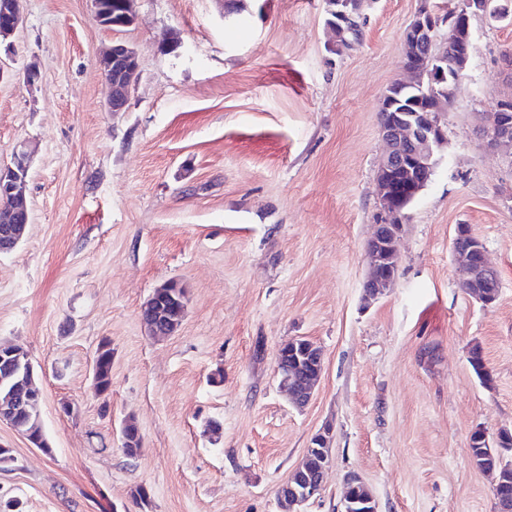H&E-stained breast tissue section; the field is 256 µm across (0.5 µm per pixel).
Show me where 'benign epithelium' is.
Wrapping results in <instances>:
<instances>
[{
	"label": "benign epithelium",
	"mask_w": 512,
	"mask_h": 512,
	"mask_svg": "<svg viewBox=\"0 0 512 512\" xmlns=\"http://www.w3.org/2000/svg\"><path fill=\"white\" fill-rule=\"evenodd\" d=\"M20 0H0V40L13 35L20 24ZM132 0H120L119 10L111 9L109 0H92L93 20L100 26L116 31L134 24ZM483 14L498 20L507 16L505 8L493 0H459L457 7L442 13L432 9L423 0L403 36V55L411 49L420 50L418 57L404 61L403 77L395 85L409 88L421 82L425 75H438L440 81L454 86L465 76L474 52L471 17ZM446 36H440L441 28ZM139 68L138 56L128 44L118 41L100 60L106 97L105 105L111 112H122L128 105L132 78ZM396 100L382 98L379 136L384 154L377 171V186L385 221L377 225L369 242L365 259L368 276L363 283L364 292L373 297L390 286L395 279L394 267L398 264L397 239L402 227L401 196L405 191L418 192L433 173L435 156L446 141L445 130L438 114L447 111L448 105L437 96L421 112L393 111ZM482 137L490 149L512 147V99L505 97L496 102L492 118L481 127ZM29 170L27 152L13 154L10 165L0 167V196L7 205L0 208V242L17 243L29 224L30 213L25 203L26 179ZM453 261L467 274L463 286L472 285L473 297L485 306L491 305L498 295L496 270L489 265L485 248L473 235L469 226H457L452 245ZM296 354V340H288V349H279L276 356V373L281 387L291 403L303 407L312 399L323 368L320 350L312 354L308 372L301 367ZM12 382L10 395L0 405V422L16 426L20 417L37 410L41 392L36 389L33 365L30 358H22L19 347L0 345V385ZM311 450L320 454L321 464L307 475L301 487L292 488L295 512L314 496L323 484L324 475L331 466L329 441L319 433ZM494 492L499 512H512V491L508 483L495 481Z\"/></svg>",
	"instance_id": "obj_1"
}]
</instances>
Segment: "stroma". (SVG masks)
<instances>
[{"mask_svg": "<svg viewBox=\"0 0 512 512\" xmlns=\"http://www.w3.org/2000/svg\"><path fill=\"white\" fill-rule=\"evenodd\" d=\"M419 6L362 0V40L337 55L326 0H242L233 14L225 0H134L137 20L119 32L93 21L90 0H21L0 56V165L30 153L31 222L0 253V343L30 356L52 452L0 423L15 457L1 501L281 512L280 485L326 428L332 467L303 512H341L349 474L378 512H497L470 437L512 431V158L479 126L512 94V15L472 18L475 52L439 115L447 141L402 224L395 282L370 300L362 288L382 220L380 102ZM117 41L137 51L139 74L127 110L110 112L99 58ZM460 224L498 272L491 306L461 286ZM170 281L185 314L153 337L141 309ZM294 337L323 353L301 409L275 372ZM104 341L102 395L92 359ZM474 345L492 385L469 364ZM98 384L100 394H107L112 387V347L109 342H102L97 347ZM122 433L124 435L123 452L127 457H137L142 451V439L134 419L125 420Z\"/></svg>", "mask_w": 512, "mask_h": 512, "instance_id": "obj_1", "label": "stroma"}]
</instances>
